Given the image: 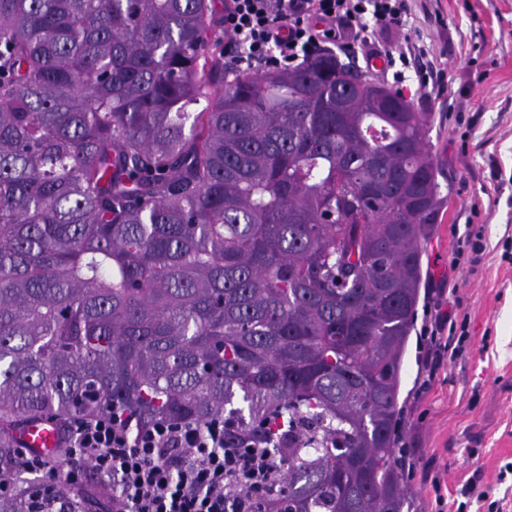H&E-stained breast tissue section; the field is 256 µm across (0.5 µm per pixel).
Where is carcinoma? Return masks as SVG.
<instances>
[{"instance_id": "cac0c4a2", "label": "carcinoma", "mask_w": 512, "mask_h": 512, "mask_svg": "<svg viewBox=\"0 0 512 512\" xmlns=\"http://www.w3.org/2000/svg\"><path fill=\"white\" fill-rule=\"evenodd\" d=\"M222 29L215 0H0V512L44 510L26 427L113 414L288 461L249 512H411L427 116L330 51L241 73Z\"/></svg>"}]
</instances>
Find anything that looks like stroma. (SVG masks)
Masks as SVG:
<instances>
[{"label":"stroma","instance_id":"1","mask_svg":"<svg viewBox=\"0 0 512 512\" xmlns=\"http://www.w3.org/2000/svg\"><path fill=\"white\" fill-rule=\"evenodd\" d=\"M406 25L383 38L423 44L420 88L405 69L397 90L430 115L432 161L448 206L422 242L428 265L400 395L399 447L414 512H435L431 476L448 499L472 475L512 512V0H410ZM482 233L479 263L459 258ZM465 324L462 354L427 364L420 336L436 313Z\"/></svg>","mask_w":512,"mask_h":512}]
</instances>
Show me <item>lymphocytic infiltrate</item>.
I'll use <instances>...</instances> for the list:
<instances>
[{
    "mask_svg": "<svg viewBox=\"0 0 512 512\" xmlns=\"http://www.w3.org/2000/svg\"><path fill=\"white\" fill-rule=\"evenodd\" d=\"M408 0H224V36L237 66L256 72L303 62L344 36L373 44L384 31L403 27ZM71 469L45 471L54 497L49 512H71L61 484L77 482L84 468L117 477L112 512H246L260 489L259 473L280 464L264 448H228L224 426L158 425L133 432L114 415L77 427L69 437Z\"/></svg>",
    "mask_w": 512,
    "mask_h": 512,
    "instance_id": "1",
    "label": "lymphocytic infiltrate"
}]
</instances>
